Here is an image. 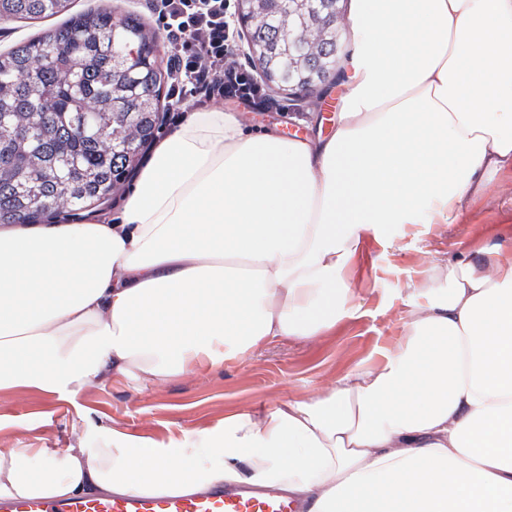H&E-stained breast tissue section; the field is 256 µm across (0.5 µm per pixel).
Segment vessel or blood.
I'll list each match as a JSON object with an SVG mask.
<instances>
[{"mask_svg":"<svg viewBox=\"0 0 512 512\" xmlns=\"http://www.w3.org/2000/svg\"><path fill=\"white\" fill-rule=\"evenodd\" d=\"M0 512H303L301 505L281 491L227 485L207 491L143 493L123 496H76L63 499L0 500Z\"/></svg>","mask_w":512,"mask_h":512,"instance_id":"1","label":"vessel or blood"}]
</instances>
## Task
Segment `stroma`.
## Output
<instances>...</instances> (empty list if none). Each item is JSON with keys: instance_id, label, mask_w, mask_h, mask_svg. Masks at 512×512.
<instances>
[{"instance_id": "obj_1", "label": "stroma", "mask_w": 512, "mask_h": 512, "mask_svg": "<svg viewBox=\"0 0 512 512\" xmlns=\"http://www.w3.org/2000/svg\"><path fill=\"white\" fill-rule=\"evenodd\" d=\"M340 85L322 86L301 108L288 95L272 92L277 109L257 112L224 103L247 127L274 129L285 137L312 140L329 135L324 97L339 98ZM512 228V177L495 176L486 195L454 224H394L363 243L354 276L350 313L326 335L306 340L274 339L244 361L154 386L119 379L59 398L29 390L0 391V448H66L77 436L118 429L159 441L215 425L224 415L258 410L288 399H305L333 386L356 367L383 360L403 332L410 310L409 287L424 281L428 268L452 261L491 234Z\"/></svg>"}]
</instances>
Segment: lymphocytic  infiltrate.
<instances>
[{
  "mask_svg": "<svg viewBox=\"0 0 512 512\" xmlns=\"http://www.w3.org/2000/svg\"><path fill=\"white\" fill-rule=\"evenodd\" d=\"M170 51V107L165 123L177 124L188 107L234 100L272 108L265 86L240 62L233 0H148Z\"/></svg>",
  "mask_w": 512,
  "mask_h": 512,
  "instance_id": "obj_1",
  "label": "lymphocytic infiltrate"
}]
</instances>
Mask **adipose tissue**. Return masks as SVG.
Listing matches in <instances>:
<instances>
[{"mask_svg":"<svg viewBox=\"0 0 512 512\" xmlns=\"http://www.w3.org/2000/svg\"><path fill=\"white\" fill-rule=\"evenodd\" d=\"M318 144L186 113L115 221L0 225V390L162 385L335 327L363 234L512 171V0H350ZM381 365L160 442L0 448V497L273 487L307 512H512V243L431 267Z\"/></svg>","mask_w":512,"mask_h":512,"instance_id":"1","label":"adipose tissue"}]
</instances>
